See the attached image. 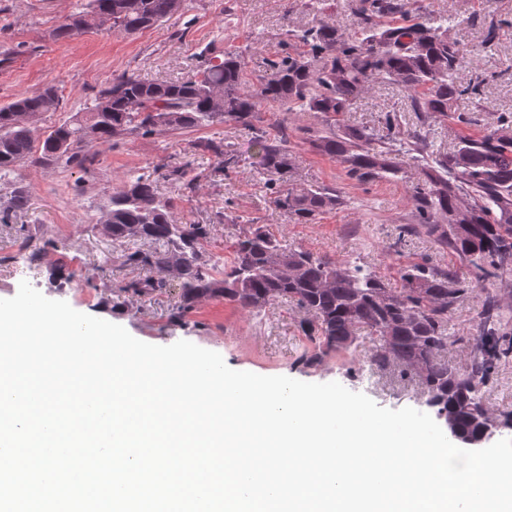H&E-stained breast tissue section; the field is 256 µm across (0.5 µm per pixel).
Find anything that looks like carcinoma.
Listing matches in <instances>:
<instances>
[{"mask_svg": "<svg viewBox=\"0 0 512 512\" xmlns=\"http://www.w3.org/2000/svg\"><path fill=\"white\" fill-rule=\"evenodd\" d=\"M326 0H313L312 24L289 34L308 47L271 61L270 74L257 85L243 75L240 56L198 55L194 74L183 80L153 82L134 75L112 79L92 101L52 127L41 146L34 129L47 112L62 108L53 84L33 94L14 97L0 106V176L24 165L69 170L87 168L84 147L112 145L134 135L178 131L232 123L252 132L251 145L268 180L272 203L294 224H312L318 216L344 205L326 185L297 189L290 173L294 157L288 136L272 135L258 126L265 104L286 112H310L321 129L303 130L305 142L319 155L344 166L359 182L396 179L404 174L403 158L420 162V183L412 200L415 223L401 233H425L448 245L476 270L479 282L498 276L512 262V115L504 114L480 136L463 135L446 153L430 151L415 133L400 128L397 116H385L384 130L347 124L342 116L374 83H392L410 92L414 111L446 119L460 113L464 101L479 94V85L464 84L460 70L468 51L450 32L463 24L451 15L415 13L410 0H356L358 32L346 36L324 15ZM184 0H90L56 32L72 39L104 16L110 28L128 35L168 21ZM202 156L221 159L229 170L238 157L213 139L201 140ZM30 192L18 187L8 209L28 208ZM173 202L159 195L153 173L143 171L112 192L99 220L113 240L149 245L128 255L129 263L161 278H137L117 287L129 298L144 297L172 278L180 286V302L171 313L172 326L185 327L203 299H218L258 312L277 299L293 302L312 314L304 331L318 348L314 359L348 349L360 337L373 342L368 356L378 369L398 368L417 378L436 414L452 417L469 435L496 415L485 408L482 389L498 364L512 355V297L488 294L482 302L481 325L473 337L464 368L445 362L448 319L468 289L450 273L423 265L401 272L403 287L393 288L360 265L294 249L255 226L232 244L233 261L225 267L205 253L210 224H178ZM30 259L55 251L53 239L28 242ZM498 419V418H496ZM512 426V414L498 419Z\"/></svg>", "mask_w": 512, "mask_h": 512, "instance_id": "1", "label": "carcinoma"}]
</instances>
